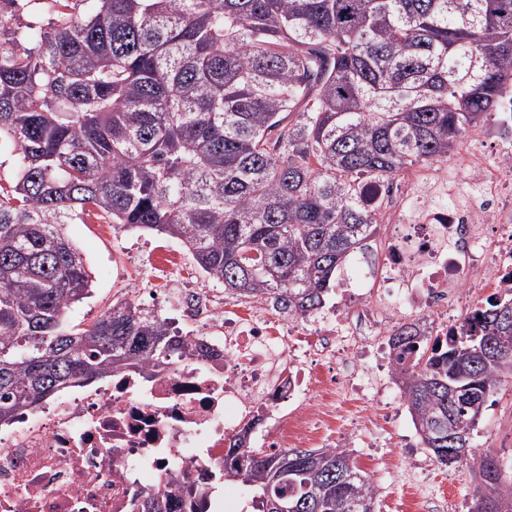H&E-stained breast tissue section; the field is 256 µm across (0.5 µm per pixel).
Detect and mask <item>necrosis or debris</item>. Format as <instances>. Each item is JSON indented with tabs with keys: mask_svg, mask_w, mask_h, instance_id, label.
Here are the masks:
<instances>
[{
	"mask_svg": "<svg viewBox=\"0 0 512 512\" xmlns=\"http://www.w3.org/2000/svg\"><path fill=\"white\" fill-rule=\"evenodd\" d=\"M375 196L386 234L363 261L367 292L344 287L324 313L273 319L258 301L165 289L189 351L106 373L0 424V512H130L140 489L238 512L213 488L240 431L271 419L265 447L300 448L335 421L344 385L381 398L366 346L411 323L447 336L474 294L512 290V92L453 170L414 172ZM199 343L209 357L193 354Z\"/></svg>",
	"mask_w": 512,
	"mask_h": 512,
	"instance_id": "obj_1",
	"label": "necrosis or debris"
}]
</instances>
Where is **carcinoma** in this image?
I'll return each mask as SVG.
<instances>
[{"instance_id": "carcinoma-1", "label": "carcinoma", "mask_w": 512, "mask_h": 512, "mask_svg": "<svg viewBox=\"0 0 512 512\" xmlns=\"http://www.w3.org/2000/svg\"><path fill=\"white\" fill-rule=\"evenodd\" d=\"M0 0V422L106 370L187 346L116 302L65 325L90 274L63 225L84 219L180 240L241 299L310 317L374 241L366 192L450 159L512 86V0H48L19 32ZM404 401L441 465L476 476L471 512H512V475L470 445L512 378V294L445 339L400 327ZM454 435L448 436V428ZM224 480L254 512H377L347 448L251 446ZM131 512H170L137 492Z\"/></svg>"}]
</instances>
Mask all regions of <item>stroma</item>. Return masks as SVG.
<instances>
[{
	"label": "stroma",
	"instance_id": "35a3bbf8",
	"mask_svg": "<svg viewBox=\"0 0 512 512\" xmlns=\"http://www.w3.org/2000/svg\"><path fill=\"white\" fill-rule=\"evenodd\" d=\"M65 231L92 274V291L88 298L69 310V325L86 328L93 324L111 307L114 298L123 293V271L140 270L151 254L161 262L168 253H175L185 285L195 287L208 281L176 239L117 226L107 230L94 220L66 225ZM383 404L394 414L388 425L376 421L377 410L366 397L352 390L344 393L337 403L334 431L325 434L318 445L328 448L333 438L353 436L352 458L377 487L379 512H403L405 466L410 455L423 452L424 446L400 391H393ZM472 444L482 450L493 449L503 467L512 471V382L503 383L490 398L473 433ZM386 458L396 461L393 471L380 467V460ZM423 481L426 500L440 501L448 497L459 512H469L476 482L467 467L438 465L424 474Z\"/></svg>",
	"mask_w": 512,
	"mask_h": 512
}]
</instances>
